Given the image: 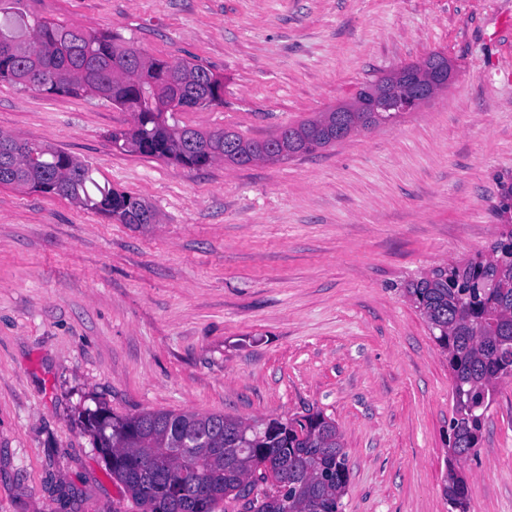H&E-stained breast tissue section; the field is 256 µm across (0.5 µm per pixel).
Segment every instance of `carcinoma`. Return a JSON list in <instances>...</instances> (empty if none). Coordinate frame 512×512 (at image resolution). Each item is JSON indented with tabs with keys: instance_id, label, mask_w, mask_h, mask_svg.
Returning <instances> with one entry per match:
<instances>
[{
	"instance_id": "cac0c4a2",
	"label": "carcinoma",
	"mask_w": 512,
	"mask_h": 512,
	"mask_svg": "<svg viewBox=\"0 0 512 512\" xmlns=\"http://www.w3.org/2000/svg\"><path fill=\"white\" fill-rule=\"evenodd\" d=\"M0 80L47 97L100 98L133 115L112 133L130 154L200 170L217 161L246 166L258 142L237 132L200 131L176 112L221 105L222 80L189 61L145 55L107 33L15 10L0 23ZM372 82L354 101L370 116ZM175 104L178 111L163 110ZM348 112H321L288 126L286 158L336 143ZM95 169L50 146L0 133V185L62 196L123 224H148L156 210L127 192L100 184ZM406 291L448 360L452 406L443 495L448 512H468V480L460 466L479 446L485 413L512 381V221L464 262L432 269ZM84 428L105 469L120 482L134 512H341L349 483L335 420L321 411L253 423L222 414L147 411L118 416L87 411Z\"/></svg>"
}]
</instances>
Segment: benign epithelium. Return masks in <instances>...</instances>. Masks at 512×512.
Here are the masks:
<instances>
[{"instance_id":"benign-epithelium-1","label":"benign epithelium","mask_w":512,"mask_h":512,"mask_svg":"<svg viewBox=\"0 0 512 512\" xmlns=\"http://www.w3.org/2000/svg\"><path fill=\"white\" fill-rule=\"evenodd\" d=\"M432 66L417 68L402 63L385 72L374 93L375 112H387L398 106L413 111L448 89L455 79V66L444 54H430Z\"/></svg>"}]
</instances>
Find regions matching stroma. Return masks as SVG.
Instances as JSON below:
<instances>
[{"mask_svg":"<svg viewBox=\"0 0 512 512\" xmlns=\"http://www.w3.org/2000/svg\"><path fill=\"white\" fill-rule=\"evenodd\" d=\"M224 80L200 130L261 140L442 51L448 90L280 162L189 170L116 150L130 113L0 83V133L144 199L113 221L0 186V512H131L81 420L321 410L348 459L343 512H448V362L406 293L488 251L512 185V0H23ZM461 467L469 512H512V382ZM70 498H61V491Z\"/></svg>","mask_w":512,"mask_h":512,"instance_id":"1","label":"stroma"}]
</instances>
